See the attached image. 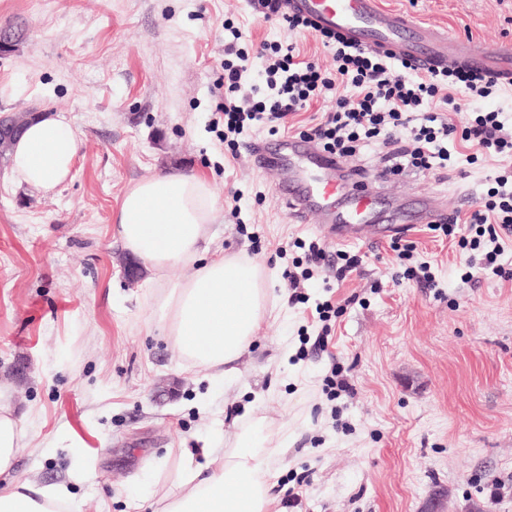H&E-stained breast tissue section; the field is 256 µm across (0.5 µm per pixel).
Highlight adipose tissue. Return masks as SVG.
<instances>
[{
	"instance_id": "ef3b65f1",
	"label": "adipose tissue",
	"mask_w": 512,
	"mask_h": 512,
	"mask_svg": "<svg viewBox=\"0 0 512 512\" xmlns=\"http://www.w3.org/2000/svg\"><path fill=\"white\" fill-rule=\"evenodd\" d=\"M79 133L64 112H46L31 123L10 152V177L20 186L52 193L71 175ZM218 212L207 176L170 171L135 183L117 214L124 249L149 270L147 296L164 336L185 367L225 380L249 349L273 310L274 270L241 253L208 254ZM191 274L171 283V269ZM267 419L242 429L231 447L207 448L203 462L183 449H169L175 465L159 474L163 490L152 512H277L273 462L279 448L270 444ZM28 434L11 405V390L0 384V475L10 473ZM68 485L39 489L26 482L0 488V512H74Z\"/></svg>"
}]
</instances>
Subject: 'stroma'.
Wrapping results in <instances>:
<instances>
[{
    "label": "stroma",
    "instance_id": "1",
    "mask_svg": "<svg viewBox=\"0 0 512 512\" xmlns=\"http://www.w3.org/2000/svg\"><path fill=\"white\" fill-rule=\"evenodd\" d=\"M425 25L512 44V0H381ZM237 46L293 45L324 69L317 33L265 21L252 0H0V28L29 36L0 59V108L68 113L80 134L70 179L50 194L13 184L0 159V382L33 443L12 476L71 482L76 512H150V474L168 449L200 459L259 417L286 442L275 492L282 512H418L434 485L450 512L480 504L512 512V280L469 267L462 250L418 224L389 240L325 242L305 302L283 278L315 239L252 167L254 126L238 150L213 124L224 73V26ZM448 170H405L388 187L442 194L448 214L476 209L500 157L470 160L459 142ZM198 170L218 200L211 251L242 252L274 269L276 318L215 385L186 369L128 283L116 214L136 181ZM472 202H461L460 189ZM362 262L337 280L340 249ZM428 265L431 285L408 278ZM330 302L327 320L318 304ZM327 348H319L320 336ZM338 372L349 388L330 394ZM493 478L503 496L484 492Z\"/></svg>",
    "mask_w": 512,
    "mask_h": 512
}]
</instances>
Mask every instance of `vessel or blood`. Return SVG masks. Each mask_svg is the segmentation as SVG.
<instances>
[{"label": "vessel or blood", "instance_id": "vessel-or-blood-1", "mask_svg": "<svg viewBox=\"0 0 512 512\" xmlns=\"http://www.w3.org/2000/svg\"><path fill=\"white\" fill-rule=\"evenodd\" d=\"M283 11L307 18L314 30L339 34L356 48L409 60L423 72L463 68L512 84L511 46L433 30L409 14L384 9L380 0H283ZM248 158L257 169L282 173L276 191L294 223L315 224L325 238L339 243L361 239L367 224L375 225L382 239L409 224L445 220L435 196L391 200L380 180L366 179L307 138L255 139Z\"/></svg>", "mask_w": 512, "mask_h": 512}]
</instances>
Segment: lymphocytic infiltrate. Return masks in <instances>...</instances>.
<instances>
[{"instance_id": "obj_1", "label": "lymphocytic infiltrate", "mask_w": 512, "mask_h": 512, "mask_svg": "<svg viewBox=\"0 0 512 512\" xmlns=\"http://www.w3.org/2000/svg\"><path fill=\"white\" fill-rule=\"evenodd\" d=\"M225 43L224 75L213 91L219 98L218 114L224 117V133H241L248 124L268 125L279 132L285 119L306 110L314 99L329 95L334 105L308 132L325 151L336 157L355 155L367 142L380 140L388 151L383 157L393 175L405 169L432 170L453 167L448 144L454 140L471 144L485 155L512 157V133L506 132L497 112H480L464 125L437 112V104L449 110L462 109L468 95H492L493 80L463 69L424 74L407 60L371 53L344 43L333 33L322 36L324 47L332 51L334 71L298 60L293 47L261 45L256 56L237 50L239 31H232ZM261 60L265 85L262 96L242 93V79L254 60ZM466 222L471 239L456 236L459 222ZM450 218L440 230L444 237L457 240L460 248L477 249L489 242L482 265L502 274L496 261L502 244L512 239V167L496 171L493 185L477 209L465 220Z\"/></svg>"}]
</instances>
